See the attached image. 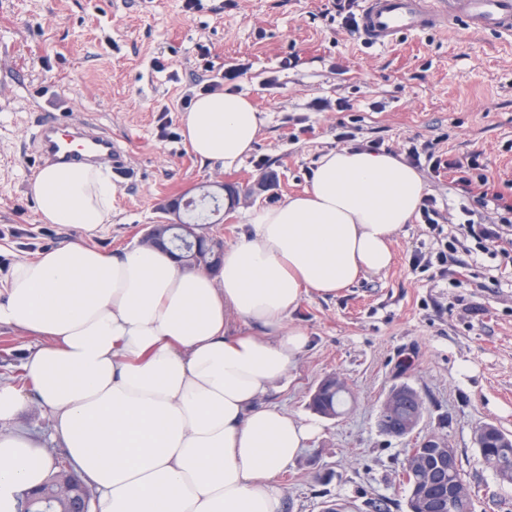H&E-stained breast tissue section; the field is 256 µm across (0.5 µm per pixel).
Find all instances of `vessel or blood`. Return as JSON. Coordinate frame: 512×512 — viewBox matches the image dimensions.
Listing matches in <instances>:
<instances>
[{
  "instance_id": "obj_1",
  "label": "vessel or blood",
  "mask_w": 512,
  "mask_h": 512,
  "mask_svg": "<svg viewBox=\"0 0 512 512\" xmlns=\"http://www.w3.org/2000/svg\"><path fill=\"white\" fill-rule=\"evenodd\" d=\"M359 21L364 40L380 47L454 22L476 31L512 33V0H361ZM37 138L44 161L53 165H88L105 154L114 165L123 162L110 139L79 130L66 135L53 121L41 125Z\"/></svg>"
}]
</instances>
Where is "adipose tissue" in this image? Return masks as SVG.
Here are the masks:
<instances>
[{
    "instance_id": "1",
    "label": "adipose tissue",
    "mask_w": 512,
    "mask_h": 512,
    "mask_svg": "<svg viewBox=\"0 0 512 512\" xmlns=\"http://www.w3.org/2000/svg\"><path fill=\"white\" fill-rule=\"evenodd\" d=\"M182 124L188 149L226 168L259 130L250 101L229 92L199 96ZM30 190L43 222L83 237L14 262L0 282V326L42 340L25 364L33 396L0 385V512H19L53 469L17 423L32 400L98 512H283L277 478L317 430L262 403L308 343L288 318L304 294L336 295L390 265L420 175L389 153L330 152L304 195L256 212L217 274L151 247L91 246L112 221L97 168L47 167Z\"/></svg>"
}]
</instances>
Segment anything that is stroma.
Returning a JSON list of instances; mask_svg holds the SVG:
<instances>
[{
    "label": "stroma",
    "mask_w": 512,
    "mask_h": 512,
    "mask_svg": "<svg viewBox=\"0 0 512 512\" xmlns=\"http://www.w3.org/2000/svg\"><path fill=\"white\" fill-rule=\"evenodd\" d=\"M325 2L199 0L186 12L181 0H0V277L82 235L44 223L30 191L42 168L33 132L51 116L123 152V168L110 172L112 222L91 240L112 252L138 246L167 201L225 182L240 196L199 231L233 245L255 211L310 188L324 154L374 140L400 158L427 142L442 156L479 154L511 196L512 34L451 24L377 47L325 16ZM231 64L243 67L231 87L260 124L253 150L225 170L188 151L182 115ZM418 173L437 223L414 215L393 235L387 269L334 297L304 296L288 319L309 342L265 401L319 432L277 478L285 512L333 501L348 512H408L402 463L430 437L454 448L473 512H512V484L482 463L475 442L486 423L512 433V253L488 254L458 231L470 209L499 221L507 239L512 223L461 196L451 175ZM34 346L0 326V384L14 382ZM330 377L347 394L326 418L310 399ZM403 384L423 414L396 438L378 420Z\"/></svg>",
    "instance_id": "stroma-1"
}]
</instances>
